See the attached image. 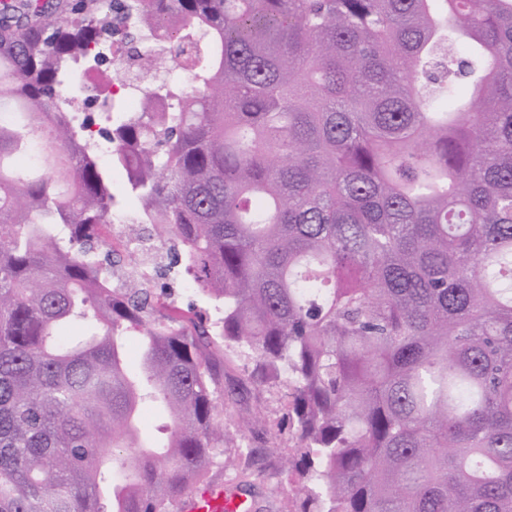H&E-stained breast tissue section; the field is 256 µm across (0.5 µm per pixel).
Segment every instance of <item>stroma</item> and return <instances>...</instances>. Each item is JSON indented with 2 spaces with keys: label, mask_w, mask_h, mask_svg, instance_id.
I'll use <instances>...</instances> for the list:
<instances>
[{
  "label": "stroma",
  "mask_w": 512,
  "mask_h": 512,
  "mask_svg": "<svg viewBox=\"0 0 512 512\" xmlns=\"http://www.w3.org/2000/svg\"><path fill=\"white\" fill-rule=\"evenodd\" d=\"M152 287L168 289L181 312L191 310L210 318H219L214 301L191 288L182 268L168 276L152 278ZM246 362L231 358L224 363V412L221 422L225 431L237 435L243 445L260 449L264 459L254 480L252 495L256 512H283L287 497L296 487L291 481L292 464L297 458L296 441L282 421L288 411V390L267 392L264 388L244 384Z\"/></svg>",
  "instance_id": "35a3bbf8"
}]
</instances>
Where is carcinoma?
I'll return each instance as SVG.
<instances>
[{"label": "carcinoma", "instance_id": "carcinoma-1", "mask_svg": "<svg viewBox=\"0 0 512 512\" xmlns=\"http://www.w3.org/2000/svg\"><path fill=\"white\" fill-rule=\"evenodd\" d=\"M115 35L166 110L79 117ZM114 171L218 322L111 286ZM228 353L288 384L283 512H512V0L0 4V512H176L229 443Z\"/></svg>", "mask_w": 512, "mask_h": 512}]
</instances>
